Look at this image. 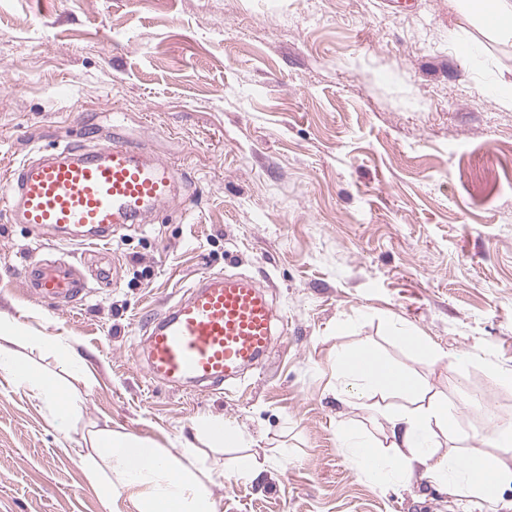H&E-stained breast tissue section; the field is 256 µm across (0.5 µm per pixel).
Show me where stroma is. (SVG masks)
Here are the masks:
<instances>
[{
	"label": "stroma",
	"mask_w": 512,
	"mask_h": 512,
	"mask_svg": "<svg viewBox=\"0 0 512 512\" xmlns=\"http://www.w3.org/2000/svg\"><path fill=\"white\" fill-rule=\"evenodd\" d=\"M479 43L467 57L460 41ZM512 80V42L450 0H0V174L56 143L117 129L185 169L191 184L156 223L117 231L112 282L75 306L29 295L17 274L59 251L0 213V322L71 340L93 376L59 432L0 377V512H106L82 461L107 428L177 453L220 417L247 448L201 446L224 470L218 512H454L422 476L373 487L339 448L333 357L374 348L458 408L464 449L486 419L512 429V388L493 414L469 406L488 368L512 370V110L486 85ZM210 272L268 288L285 326L236 386L150 382L133 349ZM396 321L441 353L395 343ZM465 361L466 375L448 368ZM263 462L258 480L238 459Z\"/></svg>",
	"instance_id": "stroma-1"
}]
</instances>
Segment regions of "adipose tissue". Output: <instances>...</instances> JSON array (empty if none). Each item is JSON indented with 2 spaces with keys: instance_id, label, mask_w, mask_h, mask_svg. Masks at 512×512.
Wrapping results in <instances>:
<instances>
[{
  "instance_id": "ef3b65f1",
  "label": "adipose tissue",
  "mask_w": 512,
  "mask_h": 512,
  "mask_svg": "<svg viewBox=\"0 0 512 512\" xmlns=\"http://www.w3.org/2000/svg\"><path fill=\"white\" fill-rule=\"evenodd\" d=\"M476 18L492 37L512 40V0H453ZM335 397L342 405L369 409L383 423L385 444L339 428L338 445L361 462L364 477L385 488L421 471L446 485L469 512H495L506 486L512 485V433L493 429L483 441L486 451L466 453L451 447L456 405L430 383L370 348H340L333 359ZM0 373L40 401L53 421L69 418L77 408L75 392L40 370L16 351L0 346ZM90 445V471L101 484L106 506L129 497L137 512H216L207 491V474L197 466L198 449L187 442L180 455L126 433L102 430Z\"/></svg>"
}]
</instances>
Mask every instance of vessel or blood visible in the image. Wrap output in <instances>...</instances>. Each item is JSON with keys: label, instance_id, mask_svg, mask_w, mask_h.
I'll list each match as a JSON object with an SVG mask.
<instances>
[{"label": "vessel or blood", "instance_id": "vessel-or-blood-1", "mask_svg": "<svg viewBox=\"0 0 512 512\" xmlns=\"http://www.w3.org/2000/svg\"><path fill=\"white\" fill-rule=\"evenodd\" d=\"M185 175L116 136L37 152L0 176V210L14 224L54 230L62 245H108L116 227L147 224L174 204ZM26 290L55 307L77 303L87 282L65 259L29 258ZM275 308L258 283L209 273L168 312L146 321L154 382L222 389L271 353Z\"/></svg>", "mask_w": 512, "mask_h": 512}]
</instances>
